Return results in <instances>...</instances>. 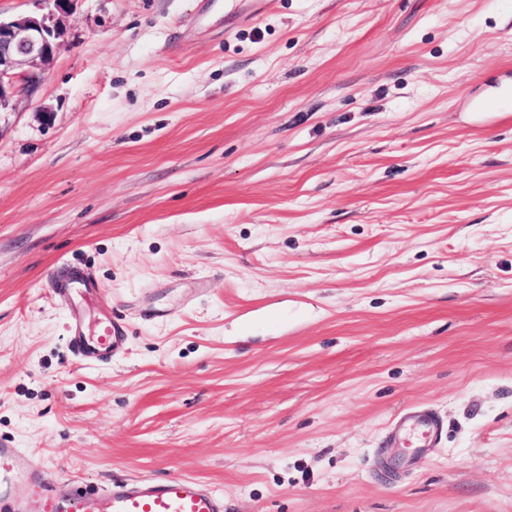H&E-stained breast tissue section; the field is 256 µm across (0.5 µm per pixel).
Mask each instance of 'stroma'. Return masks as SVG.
Returning <instances> with one entry per match:
<instances>
[{
    "label": "stroma",
    "mask_w": 512,
    "mask_h": 512,
    "mask_svg": "<svg viewBox=\"0 0 512 512\" xmlns=\"http://www.w3.org/2000/svg\"><path fill=\"white\" fill-rule=\"evenodd\" d=\"M199 3L74 0L0 114V441L224 512H512V0ZM414 409L442 438L386 479ZM50 282L52 293L64 302L69 301L74 290H83L87 294L95 291L93 282L78 270H70L66 275L54 273ZM124 334V326L107 305L72 313L70 344L79 359L112 360L123 349Z\"/></svg>",
    "instance_id": "1"
}]
</instances>
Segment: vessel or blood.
I'll return each mask as SVG.
<instances>
[{
    "label": "vessel or blood",
    "mask_w": 512,
    "mask_h": 512,
    "mask_svg": "<svg viewBox=\"0 0 512 512\" xmlns=\"http://www.w3.org/2000/svg\"><path fill=\"white\" fill-rule=\"evenodd\" d=\"M51 291L68 301L73 291L92 293L93 282L72 270L52 275ZM124 326L107 305L72 315L70 344L81 359L111 360L124 343ZM442 431L430 412L404 414L392 430V445L413 449L422 455ZM40 465L24 449L0 442V512H26L36 504L37 512H224V500L205 481L185 476L156 480L111 482L98 490H78L71 479L49 485L38 476Z\"/></svg>",
    "instance_id": "1"
}]
</instances>
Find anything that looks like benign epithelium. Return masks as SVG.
Listing matches in <instances>:
<instances>
[{
    "mask_svg": "<svg viewBox=\"0 0 512 512\" xmlns=\"http://www.w3.org/2000/svg\"><path fill=\"white\" fill-rule=\"evenodd\" d=\"M54 11L41 16L0 17V112L18 98L39 91L45 67L54 58L60 36L52 24L54 12L65 11L74 0H46Z\"/></svg>",
    "mask_w": 512,
    "mask_h": 512,
    "instance_id": "obj_1",
    "label": "benign epithelium"
}]
</instances>
